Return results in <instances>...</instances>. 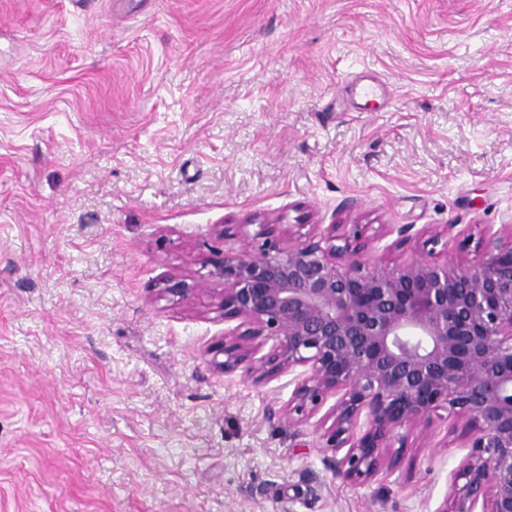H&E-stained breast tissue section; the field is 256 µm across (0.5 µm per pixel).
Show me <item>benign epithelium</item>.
<instances>
[{"label": "benign epithelium", "instance_id": "7a95c632", "mask_svg": "<svg viewBox=\"0 0 512 512\" xmlns=\"http://www.w3.org/2000/svg\"><path fill=\"white\" fill-rule=\"evenodd\" d=\"M358 237L333 224L318 241L282 246L260 230L254 250L224 251L179 292L223 285L224 318L240 319L224 331V372L242 367L260 384L303 368L291 399L301 423L335 398L323 439L346 450L344 481L394 473L395 447L444 410L467 453L450 474L452 507L438 512H512V225L475 263L414 255L378 266Z\"/></svg>", "mask_w": 512, "mask_h": 512}]
</instances>
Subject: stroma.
Instances as JSON below:
<instances>
[{
	"label": "stroma",
	"instance_id": "35a3bbf8",
	"mask_svg": "<svg viewBox=\"0 0 512 512\" xmlns=\"http://www.w3.org/2000/svg\"><path fill=\"white\" fill-rule=\"evenodd\" d=\"M254 213L476 259L512 222V0H0V512H438L462 431L348 484L294 373L218 368L216 292L153 293Z\"/></svg>",
	"mask_w": 512,
	"mask_h": 512
}]
</instances>
